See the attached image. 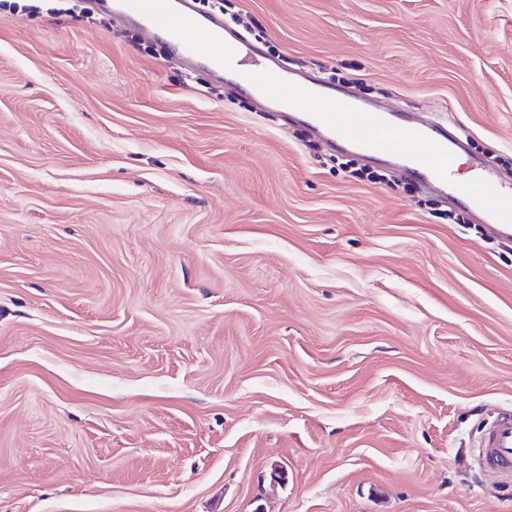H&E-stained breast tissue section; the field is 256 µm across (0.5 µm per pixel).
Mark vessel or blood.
<instances>
[{
  "label": "vessel or blood",
  "instance_id": "obj_1",
  "mask_svg": "<svg viewBox=\"0 0 512 512\" xmlns=\"http://www.w3.org/2000/svg\"><path fill=\"white\" fill-rule=\"evenodd\" d=\"M114 17L137 20L145 38L165 37L173 53L185 63H207L216 78L237 68V83L258 91L284 110L312 113L318 132L336 143L351 145L368 155H385L401 163L405 175L470 201L501 235L512 234V186L486 167H475L455 178L454 154L448 132L410 117L392 122L360 109L351 96H324L313 85L295 81L286 71L266 63L259 48L224 28L216 15L202 16L193 0H120ZM479 468L495 471L512 483V416L503 415L480 436L475 448Z\"/></svg>",
  "mask_w": 512,
  "mask_h": 512
}]
</instances>
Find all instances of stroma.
Returning a JSON list of instances; mask_svg holds the SVG:
<instances>
[{
	"label": "stroma",
	"instance_id": "1",
	"mask_svg": "<svg viewBox=\"0 0 512 512\" xmlns=\"http://www.w3.org/2000/svg\"><path fill=\"white\" fill-rule=\"evenodd\" d=\"M228 10L512 177V0ZM452 209L137 22L0 0V512H512L472 452L512 240Z\"/></svg>",
	"mask_w": 512,
	"mask_h": 512
}]
</instances>
